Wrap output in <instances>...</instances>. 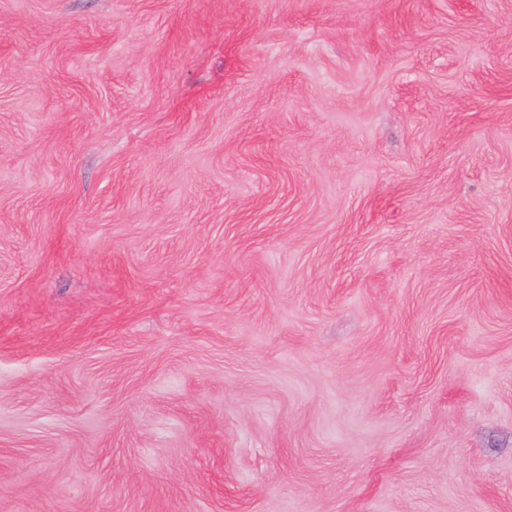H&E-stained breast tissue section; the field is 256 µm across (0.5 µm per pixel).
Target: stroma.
I'll use <instances>...</instances> for the list:
<instances>
[{
	"label": "stroma",
	"mask_w": 512,
	"mask_h": 512,
	"mask_svg": "<svg viewBox=\"0 0 512 512\" xmlns=\"http://www.w3.org/2000/svg\"><path fill=\"white\" fill-rule=\"evenodd\" d=\"M0 512H512V0H0Z\"/></svg>",
	"instance_id": "35a3bbf8"
}]
</instances>
